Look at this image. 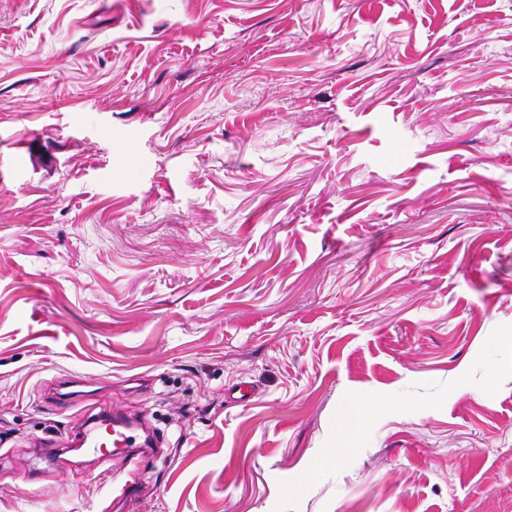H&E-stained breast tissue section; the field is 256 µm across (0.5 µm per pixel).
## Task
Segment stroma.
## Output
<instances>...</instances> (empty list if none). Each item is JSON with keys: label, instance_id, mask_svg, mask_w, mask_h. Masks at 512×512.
Returning <instances> with one entry per match:
<instances>
[{"label": "stroma", "instance_id": "35a3bbf8", "mask_svg": "<svg viewBox=\"0 0 512 512\" xmlns=\"http://www.w3.org/2000/svg\"><path fill=\"white\" fill-rule=\"evenodd\" d=\"M131 483L512 512V0H0V512ZM85 422L89 433L79 447L86 448L90 453L106 456L109 455L107 448H114L113 456H121L132 462L152 450L151 441L147 438L140 441L130 421L120 411L101 410L89 415ZM101 431L106 434V440Z\"/></svg>", "mask_w": 512, "mask_h": 512}]
</instances>
